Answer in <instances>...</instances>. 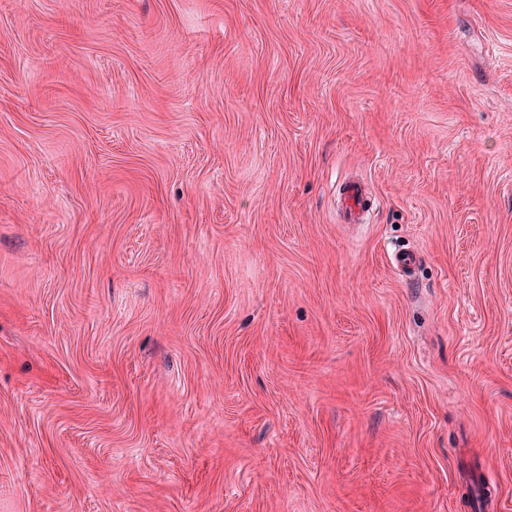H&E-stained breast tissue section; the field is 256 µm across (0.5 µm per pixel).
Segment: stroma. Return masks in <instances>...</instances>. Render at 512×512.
I'll return each mask as SVG.
<instances>
[{
    "label": "stroma",
    "mask_w": 512,
    "mask_h": 512,
    "mask_svg": "<svg viewBox=\"0 0 512 512\" xmlns=\"http://www.w3.org/2000/svg\"><path fill=\"white\" fill-rule=\"evenodd\" d=\"M473 479L512 512V0H0V512ZM341 222L343 224H362L372 208L366 185L361 179L343 181L338 190Z\"/></svg>",
    "instance_id": "1"
}]
</instances>
